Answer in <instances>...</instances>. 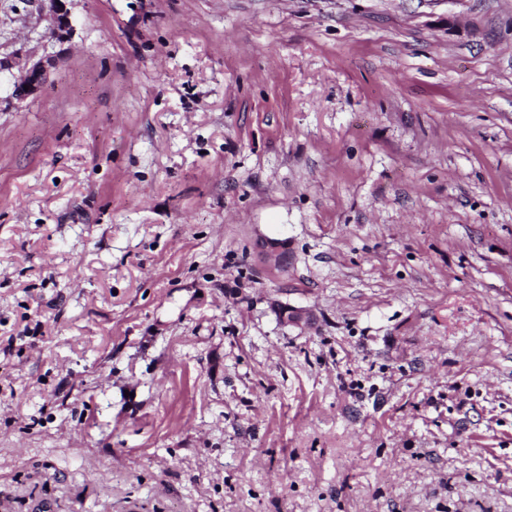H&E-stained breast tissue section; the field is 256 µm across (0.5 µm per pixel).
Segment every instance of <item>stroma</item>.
<instances>
[{"label":"stroma","instance_id":"obj_1","mask_svg":"<svg viewBox=\"0 0 512 512\" xmlns=\"http://www.w3.org/2000/svg\"><path fill=\"white\" fill-rule=\"evenodd\" d=\"M54 7L0 0V512H512V0ZM47 70L41 64H36L32 66L26 72L24 79L15 89L16 97L20 99H26L31 95L37 94L41 88L47 82ZM24 85L29 86L28 90L24 89Z\"/></svg>","mask_w":512,"mask_h":512}]
</instances>
